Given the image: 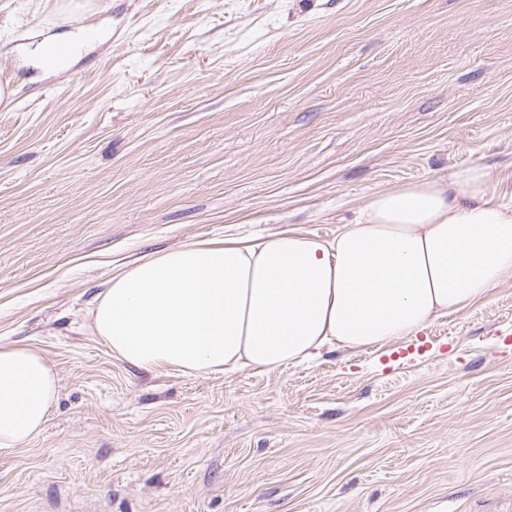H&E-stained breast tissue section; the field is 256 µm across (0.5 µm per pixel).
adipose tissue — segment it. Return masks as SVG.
<instances>
[{
  "mask_svg": "<svg viewBox=\"0 0 512 512\" xmlns=\"http://www.w3.org/2000/svg\"><path fill=\"white\" fill-rule=\"evenodd\" d=\"M490 186L474 166L370 196L329 240L288 227L139 258L113 274L91 328L127 363L185 375L381 349L512 280V205ZM56 393L40 352L0 348V450L41 431Z\"/></svg>",
  "mask_w": 512,
  "mask_h": 512,
  "instance_id": "adipose-tissue-1",
  "label": "adipose tissue"
}]
</instances>
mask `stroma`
<instances>
[{"label": "stroma", "mask_w": 512, "mask_h": 512, "mask_svg": "<svg viewBox=\"0 0 512 512\" xmlns=\"http://www.w3.org/2000/svg\"><path fill=\"white\" fill-rule=\"evenodd\" d=\"M80 34L62 69L33 36ZM0 347L58 395L0 512H512V280L423 348L272 373L134 367L118 267L227 233L333 238L482 165L512 202V0H0Z\"/></svg>", "instance_id": "obj_1"}]
</instances>
